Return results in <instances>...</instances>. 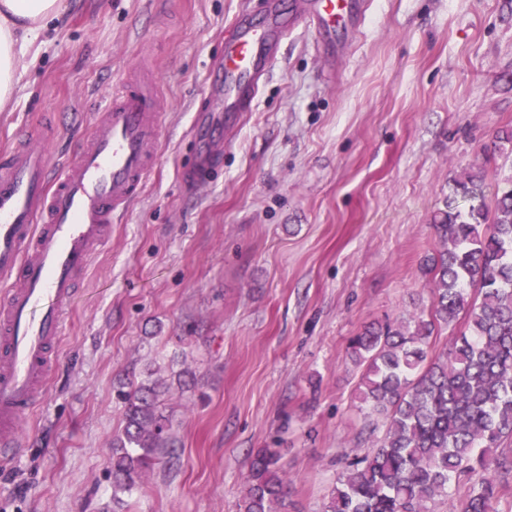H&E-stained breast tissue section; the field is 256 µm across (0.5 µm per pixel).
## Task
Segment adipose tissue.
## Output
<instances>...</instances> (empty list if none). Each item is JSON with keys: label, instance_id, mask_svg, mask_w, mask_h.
<instances>
[{"label": "adipose tissue", "instance_id": "ef3b65f1", "mask_svg": "<svg viewBox=\"0 0 512 512\" xmlns=\"http://www.w3.org/2000/svg\"><path fill=\"white\" fill-rule=\"evenodd\" d=\"M67 8V0H0V107L13 96L17 46Z\"/></svg>", "mask_w": 512, "mask_h": 512}]
</instances>
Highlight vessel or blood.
Segmentation results:
<instances>
[{"instance_id":"1","label":"vessel or blood","mask_w":512,"mask_h":512,"mask_svg":"<svg viewBox=\"0 0 512 512\" xmlns=\"http://www.w3.org/2000/svg\"><path fill=\"white\" fill-rule=\"evenodd\" d=\"M369 0H266L261 16L242 10L224 39L216 109L195 123H232L258 97L280 41L296 26L314 29L321 46L359 32ZM161 106L153 77L123 78L110 106L75 156L55 170L42 141L51 125L22 132L0 153V450L23 441L20 422L46 396L65 334L64 311L95 252L112 232V216L134 198L160 143ZM221 153L203 140L196 180L204 182Z\"/></svg>"}]
</instances>
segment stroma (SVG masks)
Instances as JSON below:
<instances>
[{
	"label": "stroma",
	"instance_id": "35a3bbf8",
	"mask_svg": "<svg viewBox=\"0 0 512 512\" xmlns=\"http://www.w3.org/2000/svg\"><path fill=\"white\" fill-rule=\"evenodd\" d=\"M244 0H73L17 51L0 149L52 118L72 155L142 70L164 103L157 161L112 218L58 344L44 402L0 455V512H239L252 455L279 449L276 512H322L338 475L385 433L362 410L347 347L428 310L434 215L479 176L493 223L512 154V0H373L325 65L315 30L284 40L210 181H186L194 117ZM158 385L172 446L112 490L118 389Z\"/></svg>",
	"mask_w": 512,
	"mask_h": 512
}]
</instances>
